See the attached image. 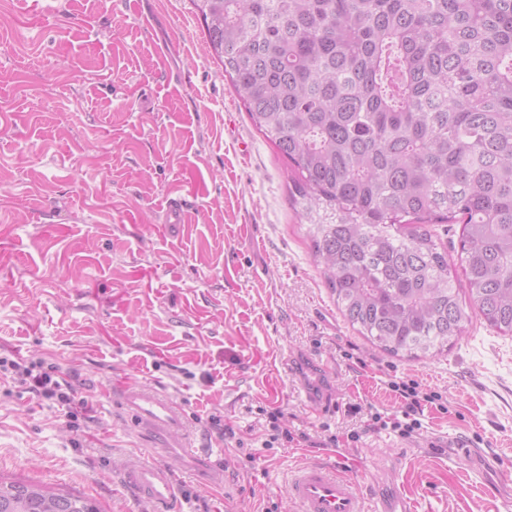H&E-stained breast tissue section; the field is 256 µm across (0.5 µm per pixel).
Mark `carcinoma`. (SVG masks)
<instances>
[{"label": "carcinoma", "mask_w": 512, "mask_h": 512, "mask_svg": "<svg viewBox=\"0 0 512 512\" xmlns=\"http://www.w3.org/2000/svg\"><path fill=\"white\" fill-rule=\"evenodd\" d=\"M190 2L352 328L407 360L468 307L512 337V0ZM436 224L461 225L458 262ZM0 512L101 510L0 479Z\"/></svg>", "instance_id": "1"}]
</instances>
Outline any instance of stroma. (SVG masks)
<instances>
[{"mask_svg":"<svg viewBox=\"0 0 512 512\" xmlns=\"http://www.w3.org/2000/svg\"><path fill=\"white\" fill-rule=\"evenodd\" d=\"M49 2L0 0V354L55 367L87 409L68 418L0 382V475L153 512L120 478L153 457L110 398L125 382L186 412L199 454L167 461L185 512H292L289 478L333 436L366 486H404L417 512L512 507V338L473 315L431 360L371 347L190 0H69L64 16ZM177 191L190 221L162 223ZM392 376L442 395L423 423L446 447L367 430L369 407H399ZM263 408L294 442L251 439Z\"/></svg>","mask_w":512,"mask_h":512,"instance_id":"obj_1","label":"stroma"}]
</instances>
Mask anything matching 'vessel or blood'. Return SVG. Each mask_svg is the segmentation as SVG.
Returning <instances> with one entry per match:
<instances>
[{
    "mask_svg": "<svg viewBox=\"0 0 512 512\" xmlns=\"http://www.w3.org/2000/svg\"><path fill=\"white\" fill-rule=\"evenodd\" d=\"M166 224L189 221L183 195L169 198L162 218ZM112 399L132 429L148 436L155 454L179 449L192 456L195 448L183 407L160 389L147 385H123ZM124 484L137 496L149 500L156 512H182L173 479L160 463L138 461L122 471ZM288 498L296 512H412L408 497L400 489L386 495L364 493L359 476L342 470L336 462L308 464L288 482Z\"/></svg>",
    "mask_w": 512,
    "mask_h": 512,
    "instance_id": "b4317fda",
    "label": "vessel or blood"
}]
</instances>
